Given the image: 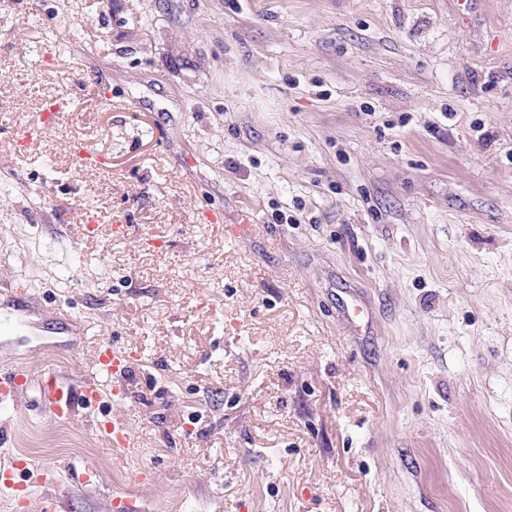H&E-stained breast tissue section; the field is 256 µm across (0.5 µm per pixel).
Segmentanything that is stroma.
Here are the masks:
<instances>
[{"mask_svg":"<svg viewBox=\"0 0 512 512\" xmlns=\"http://www.w3.org/2000/svg\"><path fill=\"white\" fill-rule=\"evenodd\" d=\"M106 341L136 454L44 412ZM15 368L31 512H512V0H0Z\"/></svg>","mask_w":512,"mask_h":512,"instance_id":"stroma-1","label":"stroma"}]
</instances>
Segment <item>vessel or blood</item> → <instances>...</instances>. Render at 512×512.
I'll list each match as a JSON object with an SVG mask.
<instances>
[{"mask_svg":"<svg viewBox=\"0 0 512 512\" xmlns=\"http://www.w3.org/2000/svg\"><path fill=\"white\" fill-rule=\"evenodd\" d=\"M133 367L131 354L111 344L100 345L93 359L95 378L84 379L74 385L63 379L53 368H45L41 374L40 390L48 409V415L53 419L71 418L76 408L93 411L103 399L98 382L99 376H106L111 383L113 400L119 401L127 396L125 377ZM27 381V373L15 369L8 373H0V401L9 403L16 401L20 388ZM96 430L108 441L114 449L128 451L138 447L139 441L125 419L113 417L99 420L95 423ZM51 471H43L37 481H30L25 461L13 462L11 466L0 469V489L18 494V506L28 507L33 493L32 484H45L52 481Z\"/></svg>","mask_w":512,"mask_h":512,"instance_id":"vessel-or-blood-1","label":"vessel or blood"}]
</instances>
